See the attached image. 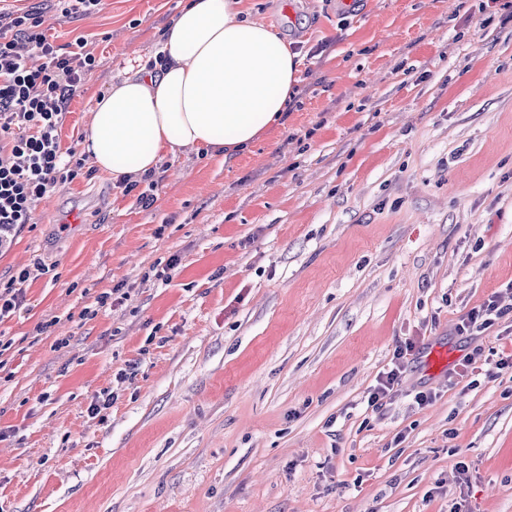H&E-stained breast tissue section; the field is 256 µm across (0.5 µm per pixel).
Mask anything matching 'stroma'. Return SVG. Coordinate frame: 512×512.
I'll return each instance as SVG.
<instances>
[{
    "label": "stroma",
    "mask_w": 512,
    "mask_h": 512,
    "mask_svg": "<svg viewBox=\"0 0 512 512\" xmlns=\"http://www.w3.org/2000/svg\"><path fill=\"white\" fill-rule=\"evenodd\" d=\"M186 2L46 14L98 60L62 148ZM244 6L299 54L286 123L234 158L165 156L147 209L93 172L0 250V285L45 267L0 319V512H512V0ZM495 294L508 314L459 334ZM464 364L474 386H449ZM413 349L411 343L405 346H398L393 352L392 366L383 372L377 380V383L368 393L367 406L372 410L379 409L385 403V400L391 398L395 387H398L404 371V363L407 355H410Z\"/></svg>",
    "instance_id": "1"
}]
</instances>
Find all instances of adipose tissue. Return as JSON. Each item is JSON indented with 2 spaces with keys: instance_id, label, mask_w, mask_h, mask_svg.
I'll return each mask as SVG.
<instances>
[{
  "instance_id": "ef3b65f1",
  "label": "adipose tissue",
  "mask_w": 512,
  "mask_h": 512,
  "mask_svg": "<svg viewBox=\"0 0 512 512\" xmlns=\"http://www.w3.org/2000/svg\"><path fill=\"white\" fill-rule=\"evenodd\" d=\"M155 65L129 64L97 97L82 146L116 181H142L161 159L205 150L233 157L280 123L297 94L298 55L241 0H187Z\"/></svg>"
}]
</instances>
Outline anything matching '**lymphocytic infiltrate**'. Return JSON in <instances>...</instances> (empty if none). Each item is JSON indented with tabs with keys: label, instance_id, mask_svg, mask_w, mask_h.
<instances>
[{
	"label": "lymphocytic infiltrate",
	"instance_id": "1",
	"mask_svg": "<svg viewBox=\"0 0 512 512\" xmlns=\"http://www.w3.org/2000/svg\"><path fill=\"white\" fill-rule=\"evenodd\" d=\"M43 5L0 7V228L33 223L38 203L84 175L58 130L71 99L98 65L85 38L60 52L43 28Z\"/></svg>",
	"mask_w": 512,
	"mask_h": 512
}]
</instances>
